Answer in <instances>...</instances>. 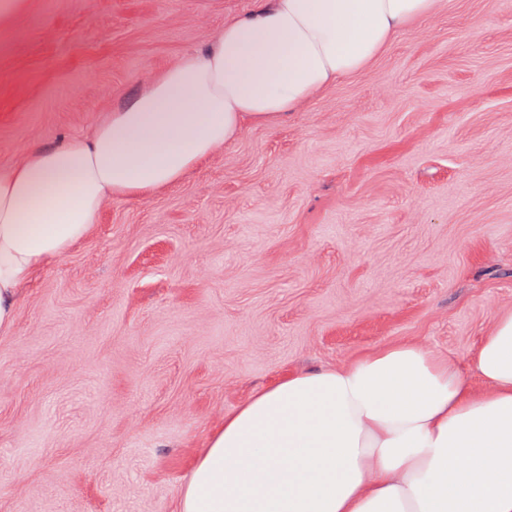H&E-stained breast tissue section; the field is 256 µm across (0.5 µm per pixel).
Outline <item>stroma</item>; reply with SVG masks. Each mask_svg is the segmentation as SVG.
Here are the masks:
<instances>
[{
	"mask_svg": "<svg viewBox=\"0 0 512 512\" xmlns=\"http://www.w3.org/2000/svg\"><path fill=\"white\" fill-rule=\"evenodd\" d=\"M258 0H30L0 168L92 132ZM512 311V0H439L363 71L107 200L0 334V512H177L210 431L288 374Z\"/></svg>",
	"mask_w": 512,
	"mask_h": 512,
	"instance_id": "35a3bbf8",
	"label": "stroma"
}]
</instances>
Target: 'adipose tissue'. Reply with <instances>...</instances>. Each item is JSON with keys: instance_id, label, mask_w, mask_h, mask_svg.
Segmentation results:
<instances>
[{"instance_id": "ef3b65f1", "label": "adipose tissue", "mask_w": 512, "mask_h": 512, "mask_svg": "<svg viewBox=\"0 0 512 512\" xmlns=\"http://www.w3.org/2000/svg\"><path fill=\"white\" fill-rule=\"evenodd\" d=\"M438 0H261L86 137L0 169V333L22 286L103 203L179 182L364 70ZM178 512H512V311L468 368L415 342L289 374L207 438Z\"/></svg>"}]
</instances>
